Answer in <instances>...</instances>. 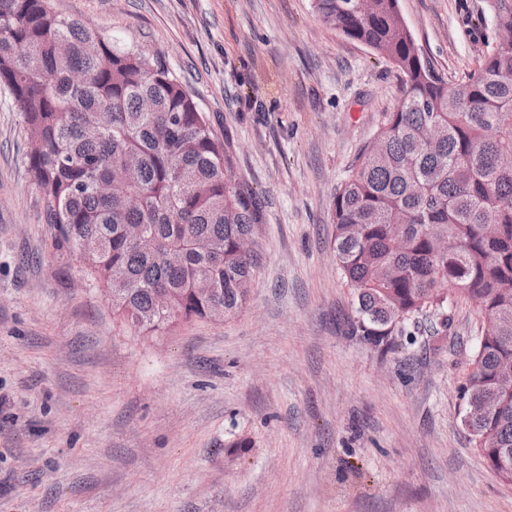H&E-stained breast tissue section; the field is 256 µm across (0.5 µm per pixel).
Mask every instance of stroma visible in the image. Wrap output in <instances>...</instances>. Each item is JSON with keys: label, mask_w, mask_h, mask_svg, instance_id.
Returning a JSON list of instances; mask_svg holds the SVG:
<instances>
[{"label": "stroma", "mask_w": 512, "mask_h": 512, "mask_svg": "<svg viewBox=\"0 0 512 512\" xmlns=\"http://www.w3.org/2000/svg\"><path fill=\"white\" fill-rule=\"evenodd\" d=\"M165 60L259 210L234 316L142 335L57 249L0 90V512H512L462 423L480 317L448 294L440 351L352 333L332 205L404 93L313 0H52ZM501 0H399L448 81Z\"/></svg>", "instance_id": "35a3bbf8"}]
</instances>
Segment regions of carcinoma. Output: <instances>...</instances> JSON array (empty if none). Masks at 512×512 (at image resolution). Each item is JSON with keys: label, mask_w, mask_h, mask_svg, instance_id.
Returning a JSON list of instances; mask_svg holds the SVG:
<instances>
[{"label": "carcinoma", "mask_w": 512, "mask_h": 512, "mask_svg": "<svg viewBox=\"0 0 512 512\" xmlns=\"http://www.w3.org/2000/svg\"><path fill=\"white\" fill-rule=\"evenodd\" d=\"M326 25L387 57L404 94L377 148L336 192L334 256L353 289V330L380 343L418 315L448 326L452 284L497 331L479 333L462 389L476 451L512 486V44L450 83L423 58L398 0H314ZM82 73L75 84L71 76ZM0 88L28 130L27 161L58 247L112 290V312L140 332L232 316L258 267L240 242L256 203L233 180L224 146L168 67L112 42L52 0H0ZM137 224L153 242L126 235ZM448 240L435 250L430 231ZM165 291L172 309L161 310Z\"/></svg>", "instance_id": "cac0c4a2"}]
</instances>
